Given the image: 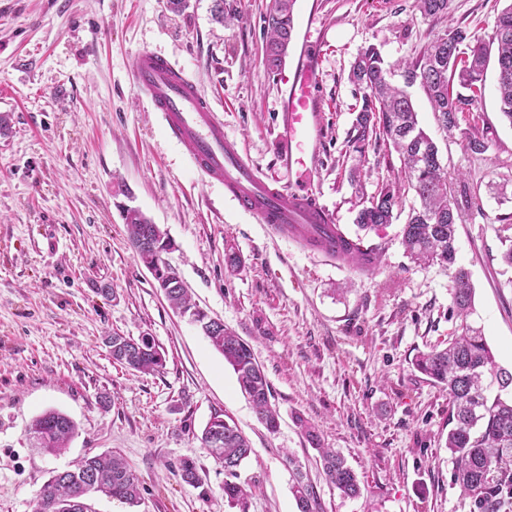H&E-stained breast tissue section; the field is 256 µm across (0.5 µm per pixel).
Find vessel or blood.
<instances>
[{"instance_id":"vessel-or-blood-1","label":"vessel or blood","mask_w":512,"mask_h":512,"mask_svg":"<svg viewBox=\"0 0 512 512\" xmlns=\"http://www.w3.org/2000/svg\"><path fill=\"white\" fill-rule=\"evenodd\" d=\"M318 44L306 41L292 70L281 72L287 87L279 131L281 158L294 171L297 185L283 189L270 183L238 144L224 133V125L197 86L166 59L148 51L133 63L134 83L161 112L171 137L190 160L225 189L246 211L277 235L329 259L343 261V236L335 220L318 201L310 173L322 139L320 102L315 93Z\"/></svg>"}]
</instances>
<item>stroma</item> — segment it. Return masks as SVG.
<instances>
[{
	"mask_svg": "<svg viewBox=\"0 0 512 512\" xmlns=\"http://www.w3.org/2000/svg\"><path fill=\"white\" fill-rule=\"evenodd\" d=\"M271 0H224L229 24L213 21V0H0V512H35L52 471L87 454L120 453L140 477L132 507L95 493V512H298L297 477L322 512H468L445 448L448 395L412 367L415 355L447 339L452 273L418 265L402 245L415 203L363 236L379 264L337 263L268 234L223 184L201 175L160 113L132 79L139 52L180 69L209 100L252 163L293 185L275 150L286 89L263 64V16ZM507 0H453L450 18L422 15L415 0H295L294 65L304 32L318 42L315 91L324 133L312 178L318 200L349 236L382 186L401 180L386 142L352 143L361 95L348 79L363 48L386 62L415 58L448 25L491 35ZM420 126L437 143L449 176L481 197L457 226L458 263L470 273L474 308L498 366L512 370V125L487 76L477 116L439 127L420 86L409 89ZM477 125L488 148L472 153L463 131ZM160 225L177 248L168 259L209 315L250 345L279 413L269 432L241 392L233 368L173 310L139 264L114 197L115 184ZM243 266L231 271L228 250ZM152 336L165 357L155 374L113 361L112 334ZM48 409L78 433L61 455L30 443L29 422ZM233 420L253 452L236 478L248 492L224 497V469L201 433L212 416ZM314 426L356 472L362 492L329 485L318 449L297 418ZM321 446V447H322ZM195 463L201 486L172 469Z\"/></svg>",
	"mask_w": 512,
	"mask_h": 512,
	"instance_id": "35a3bbf8",
	"label": "stroma"
}]
</instances>
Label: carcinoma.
Here are the masks:
<instances>
[{
    "label": "carcinoma",
    "instance_id": "1",
    "mask_svg": "<svg viewBox=\"0 0 512 512\" xmlns=\"http://www.w3.org/2000/svg\"><path fill=\"white\" fill-rule=\"evenodd\" d=\"M427 17H451L452 0H415ZM294 0H272L264 17L265 67L281 70L286 46L293 37ZM494 60L503 117L512 125V3L497 16L488 41L468 36L466 30L452 24L412 60L389 67L379 51L369 46L356 58L350 81L362 90V105L355 119L354 143L361 148L369 136L378 132L392 145L404 165L408 187L419 205L410 209L403 227L402 244L419 265L437 263L455 268L452 275V300L461 319L444 345L420 351L415 369L434 385L448 393V436L445 448L451 457L453 482L463 498L469 500V512H512V398L502 393L512 389V371L497 366L492 350L481 330L467 323L472 309L473 289L468 273L456 266V224L462 214L481 208V198L468 184L458 188L448 182V171L441 164L436 143L419 126L417 112L407 88L420 85L438 124L447 132L459 125L458 115L478 109L482 98L484 74ZM401 70L404 86L387 79L393 69ZM399 184L380 189L357 213L356 224L362 230L377 231L392 223L394 209L403 193ZM126 225L136 259L146 268L155 266L158 256L140 248V239L152 229L157 241L168 235L138 207H118ZM375 249L357 248L346 261L363 266L378 263ZM178 312L198 309L188 289L175 285L165 295ZM210 345L224 356L237 375L241 390L252 402L259 418L270 431L277 429L279 415L270 402V389L261 365L247 342L232 330L219 325L206 334ZM112 359L124 367L144 373H156L165 366V358L153 337L114 334L109 337ZM297 423L307 441L318 451L327 480L343 495L359 494L355 471L333 448H324L312 427L302 417ZM77 433V425L64 413L49 409L36 416L28 434L49 454L68 448ZM201 440L209 455L224 468V497L231 502L244 499L241 485L231 481L237 469L249 457L252 448L236 425L219 415L211 417ZM181 480L199 486L202 479L195 464L184 460L179 466ZM102 493L130 505L139 503L140 484L135 471L121 455L86 454L70 468L52 472L42 486L36 512H95L90 495ZM293 494L299 512H320L313 487L297 480Z\"/></svg>",
    "mask_w": 512,
    "mask_h": 512
}]
</instances>
